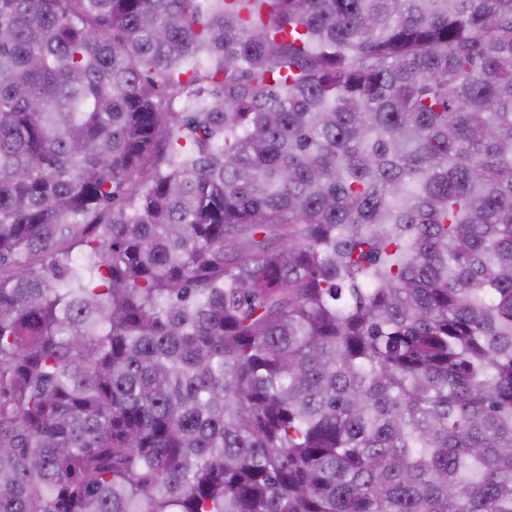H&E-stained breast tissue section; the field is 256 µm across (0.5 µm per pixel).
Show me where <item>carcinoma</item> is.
<instances>
[{"mask_svg": "<svg viewBox=\"0 0 512 512\" xmlns=\"http://www.w3.org/2000/svg\"><path fill=\"white\" fill-rule=\"evenodd\" d=\"M0 512H512V0H0Z\"/></svg>", "mask_w": 512, "mask_h": 512, "instance_id": "obj_1", "label": "carcinoma"}]
</instances>
